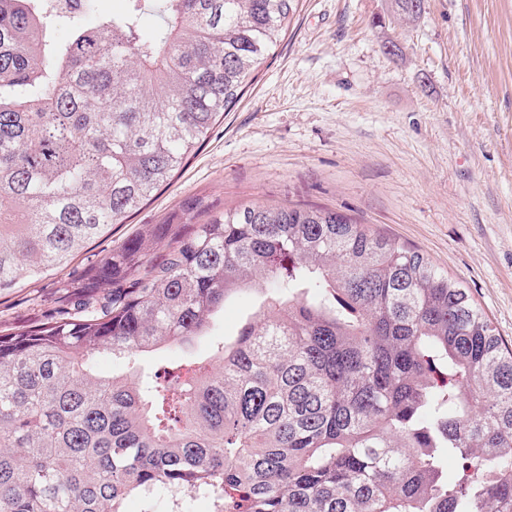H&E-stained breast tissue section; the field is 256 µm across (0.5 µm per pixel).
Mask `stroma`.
<instances>
[{
  "label": "stroma",
  "mask_w": 512,
  "mask_h": 512,
  "mask_svg": "<svg viewBox=\"0 0 512 512\" xmlns=\"http://www.w3.org/2000/svg\"><path fill=\"white\" fill-rule=\"evenodd\" d=\"M392 5L299 0L240 101L169 184L66 266L0 294V331L58 309L89 264L200 197L371 225L461 281L512 344V0H427L410 24ZM263 299L229 300L206 335L144 365L211 361L213 342L235 341Z\"/></svg>",
  "instance_id": "obj_1"
}]
</instances>
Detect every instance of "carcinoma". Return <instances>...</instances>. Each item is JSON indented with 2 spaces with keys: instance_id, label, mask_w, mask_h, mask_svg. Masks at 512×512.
Instances as JSON below:
<instances>
[{
  "instance_id": "cac0c4a2",
  "label": "carcinoma",
  "mask_w": 512,
  "mask_h": 512,
  "mask_svg": "<svg viewBox=\"0 0 512 512\" xmlns=\"http://www.w3.org/2000/svg\"><path fill=\"white\" fill-rule=\"evenodd\" d=\"M66 2L0 0V292L166 184L297 0H128L92 26L87 0ZM395 4L407 21L426 0ZM210 208L185 201L72 279L68 307L0 334V512H125L154 492L210 512H512V349L468 289L336 211L194 223ZM250 289L267 295L219 367L138 364ZM103 354L126 370L96 374Z\"/></svg>"
}]
</instances>
